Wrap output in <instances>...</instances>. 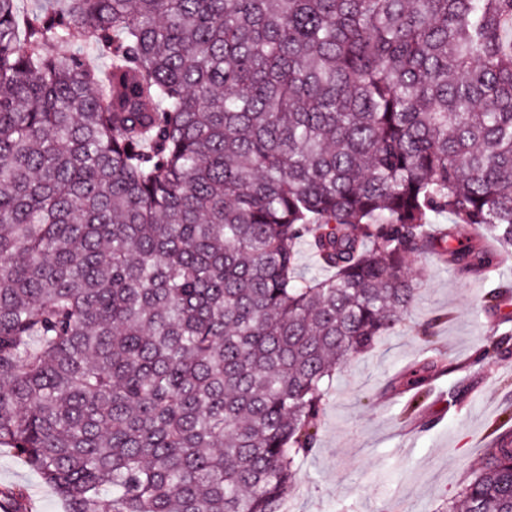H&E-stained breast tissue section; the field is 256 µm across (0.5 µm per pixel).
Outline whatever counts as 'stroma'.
<instances>
[{
  "label": "stroma",
  "mask_w": 512,
  "mask_h": 512,
  "mask_svg": "<svg viewBox=\"0 0 512 512\" xmlns=\"http://www.w3.org/2000/svg\"><path fill=\"white\" fill-rule=\"evenodd\" d=\"M487 288L432 265L420 283L407 325L381 338L333 382L313 452L298 468L289 512H438L455 498L463 477L478 468L497 429L512 425V355L479 358L490 323L482 310ZM434 323V348L449 359L473 361L459 411L438 393L421 403L435 418L421 430L406 411L409 395H384L388 380L424 349L418 327ZM24 492L30 512H63L54 493L8 449L0 450V488Z\"/></svg>",
  "instance_id": "stroma-1"
}]
</instances>
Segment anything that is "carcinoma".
<instances>
[{"label":"carcinoma","mask_w":512,"mask_h":512,"mask_svg":"<svg viewBox=\"0 0 512 512\" xmlns=\"http://www.w3.org/2000/svg\"><path fill=\"white\" fill-rule=\"evenodd\" d=\"M16 2L0 448L64 512H285L336 373L413 306L412 260L512 255V0ZM78 38L109 77L58 51ZM303 242L331 276H298ZM506 290L484 358L512 352ZM470 369L439 353L397 383ZM459 504L512 512L511 428L439 512Z\"/></svg>","instance_id":"carcinoma-1"}]
</instances>
